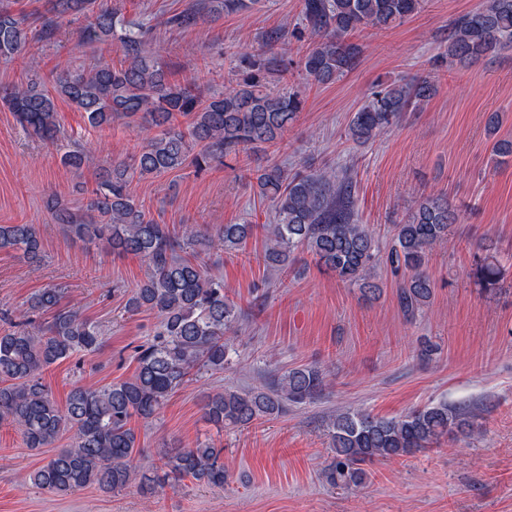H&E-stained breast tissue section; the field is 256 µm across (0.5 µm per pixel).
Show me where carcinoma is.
Instances as JSON below:
<instances>
[{
  "mask_svg": "<svg viewBox=\"0 0 512 512\" xmlns=\"http://www.w3.org/2000/svg\"><path fill=\"white\" fill-rule=\"evenodd\" d=\"M59 17L89 15L92 21L75 30L80 43L120 45L119 64L101 62L88 71L72 72L57 63L54 92L35 77L0 87V105L13 113L32 136L55 142L60 134L59 98L86 114L93 128L116 120L138 123L143 141L129 162L101 171L97 182L83 187L88 214L76 213L54 197L49 209L69 236L87 244L105 243L118 256L146 262L148 274L128 297L131 313L150 312L161 320L153 342L141 349L134 375L124 381L91 388L73 386L59 404L43 382L51 365L102 347L97 324L62 303L64 289L43 288L31 295L24 314L46 316L32 332L12 322L0 328V422L16 425L26 447L48 448L61 436L70 443L50 456L31 475L36 488L67 493L95 485L118 493L132 481L151 495L166 483L189 477L199 486L224 487V447L211 439L193 448H159L157 461L142 463L133 419L157 416L169 396L192 372L224 370V334L238 327L241 308L224 292V281L212 276L205 257L236 253L246 247L254 224H221L213 232L186 225L175 232L150 218L130 192L134 178L157 177L193 167L200 172L224 163L257 145L281 141L301 109L300 92L288 84L287 69L275 55L279 34L266 40L265 57L252 48L238 50L248 64L221 93L204 94L196 85L171 80L159 55L146 50L148 30L124 21L117 7L97 0H50ZM260 0H206L202 10L189 8L170 23L188 27L244 13ZM423 0H302L303 16L315 37L300 65L306 79L326 85L345 76L360 54L350 36L366 27L402 22L421 9ZM30 44L24 17L0 5V59L9 60ZM512 48V0H483L480 8L459 17L448 32L439 62L467 67L483 57ZM435 93L427 79L381 84L351 116L345 137L365 145L397 126L404 113ZM259 195L272 202L273 219L263 225L265 266L286 270L309 253L316 263L356 287L366 298L380 293L375 270L380 264L377 242L355 221L353 180L327 167L302 166L289 171L277 164L250 170ZM459 213L440 196L420 200L395 233L385 264L398 278V302L405 318L428 310L435 283L426 272L429 254L448 242ZM0 251L19 252L32 263L43 256L34 224H0ZM478 258L476 275L486 291L498 289L504 273L489 243ZM326 374L303 364L274 375L251 389L224 388L206 396V421L217 430L244 427L280 416L287 405L318 398ZM477 415L449 405L430 403L392 418L366 410H346L327 425L332 461L326 478L333 485L358 487L367 479L363 465L426 451L445 438L474 432Z\"/></svg>",
  "mask_w": 512,
  "mask_h": 512,
  "instance_id": "cac0c4a2",
  "label": "carcinoma"
}]
</instances>
